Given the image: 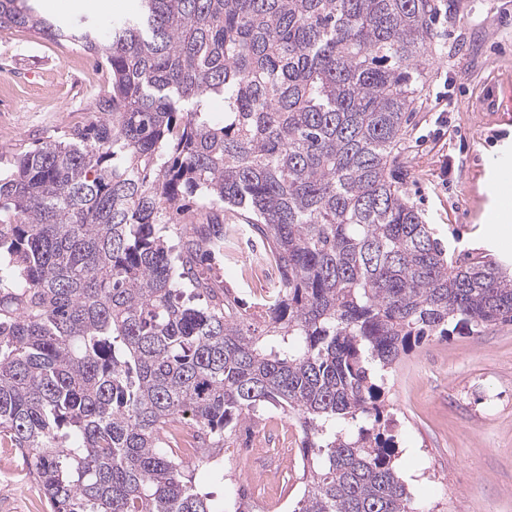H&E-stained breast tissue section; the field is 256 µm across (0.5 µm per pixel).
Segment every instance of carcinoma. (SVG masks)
<instances>
[{"instance_id":"cac0c4a2","label":"carcinoma","mask_w":512,"mask_h":512,"mask_svg":"<svg viewBox=\"0 0 512 512\" xmlns=\"http://www.w3.org/2000/svg\"><path fill=\"white\" fill-rule=\"evenodd\" d=\"M25 2L0 0L1 31L112 70L88 123L0 178V441L53 512H251L195 472L269 408L302 433L292 512H414L388 370L512 323V276L449 262L388 173L434 0H143L104 35ZM226 211L279 272L259 326L204 268Z\"/></svg>"}]
</instances>
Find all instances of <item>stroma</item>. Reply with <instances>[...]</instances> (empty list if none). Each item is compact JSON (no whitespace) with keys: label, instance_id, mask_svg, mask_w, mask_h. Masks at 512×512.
<instances>
[{"label":"stroma","instance_id":"1","mask_svg":"<svg viewBox=\"0 0 512 512\" xmlns=\"http://www.w3.org/2000/svg\"><path fill=\"white\" fill-rule=\"evenodd\" d=\"M436 50L411 113L405 147L390 171L406 200L466 264L477 256L512 265V223L494 229L503 192L512 193V0H436ZM111 75L95 54L23 29L0 31V170L56 132L86 124ZM219 286L261 306L273 280L247 279L226 256L206 261ZM385 412L397 437V466L426 512H512V325L482 335L460 328L416 345L390 372ZM302 434L281 411L267 410L237 432L224 476L196 475L214 498L251 486L253 512H291L301 494ZM0 512L30 508L19 484L35 486L21 453L0 445Z\"/></svg>","mask_w":512,"mask_h":512}]
</instances>
